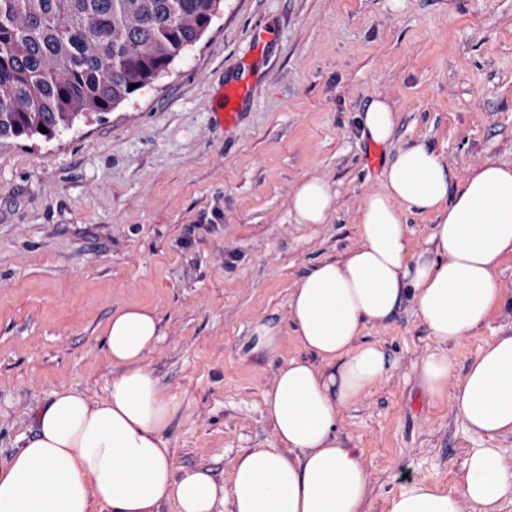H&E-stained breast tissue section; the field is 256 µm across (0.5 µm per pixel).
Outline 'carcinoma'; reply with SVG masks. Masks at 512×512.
I'll use <instances>...</instances> for the list:
<instances>
[{"instance_id": "cac0c4a2", "label": "carcinoma", "mask_w": 512, "mask_h": 512, "mask_svg": "<svg viewBox=\"0 0 512 512\" xmlns=\"http://www.w3.org/2000/svg\"><path fill=\"white\" fill-rule=\"evenodd\" d=\"M221 2L0 0V140L112 111L166 74Z\"/></svg>"}]
</instances>
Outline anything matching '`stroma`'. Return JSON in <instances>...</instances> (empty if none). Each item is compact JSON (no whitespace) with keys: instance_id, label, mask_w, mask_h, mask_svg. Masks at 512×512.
<instances>
[{"instance_id":"35a3bbf8","label":"stroma","mask_w":512,"mask_h":512,"mask_svg":"<svg viewBox=\"0 0 512 512\" xmlns=\"http://www.w3.org/2000/svg\"><path fill=\"white\" fill-rule=\"evenodd\" d=\"M274 31L272 42L254 32ZM247 85L232 124L224 86ZM398 120L391 141L361 135L372 100ZM444 155L454 186L512 163V0H223L167 74L110 112L52 138L0 140V465L35 437L55 392L107 398L112 312L142 305L163 337L142 365L174 399L164 434L177 469L230 478L246 449L275 436L265 395L303 350L288 297L315 263L360 243L363 201L399 147ZM334 191L324 224H300L306 179ZM278 326V353L256 323ZM496 313L448 345L449 382L495 336ZM366 341L393 362L340 407L337 431L370 476L362 512H386L407 479L453 490L470 449L512 453V434L478 440L449 397L417 374L439 341L412 307ZM253 336L257 337V344L270 353H276L280 350L283 343L282 331L279 327L261 323L257 324L253 330Z\"/></svg>"}]
</instances>
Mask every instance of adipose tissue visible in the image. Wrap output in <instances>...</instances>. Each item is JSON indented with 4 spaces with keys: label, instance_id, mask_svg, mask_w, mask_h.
Segmentation results:
<instances>
[{
    "label": "adipose tissue",
    "instance_id": "adipose-tissue-1",
    "mask_svg": "<svg viewBox=\"0 0 512 512\" xmlns=\"http://www.w3.org/2000/svg\"><path fill=\"white\" fill-rule=\"evenodd\" d=\"M334 197L327 181H303L291 201L297 223H326ZM414 211L435 220L420 250L407 234ZM358 224L360 244L313 265L290 293L304 354L288 359L266 394L276 441L241 454L229 481L176 471L164 439L174 402L141 365L161 339L160 321L128 305L106 327L121 369L107 398L60 391L35 410V439L0 466V512H361L368 472L336 431L338 410L389 373V356L363 335L408 302L442 344L418 366L424 390L450 395L477 438L512 434V331L482 348L453 386L446 349L507 305L496 275L512 255V167L488 162L456 188L441 154L421 142L401 146ZM507 500L512 459L474 448L454 490L412 480L387 512H500Z\"/></svg>",
    "mask_w": 512,
    "mask_h": 512
}]
</instances>
